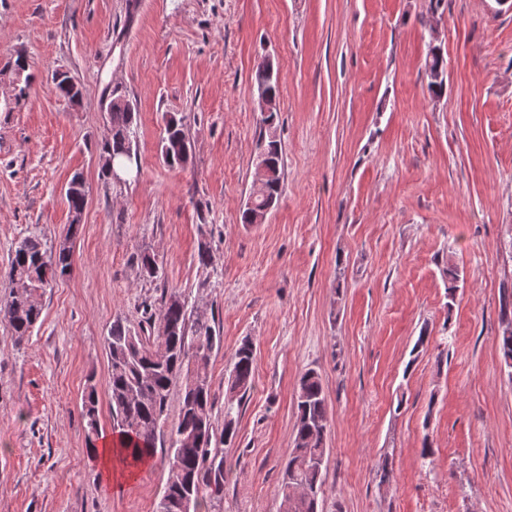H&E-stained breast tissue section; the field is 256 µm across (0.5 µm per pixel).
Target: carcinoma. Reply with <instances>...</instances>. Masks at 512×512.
<instances>
[{
  "label": "carcinoma",
  "instance_id": "obj_1",
  "mask_svg": "<svg viewBox=\"0 0 512 512\" xmlns=\"http://www.w3.org/2000/svg\"><path fill=\"white\" fill-rule=\"evenodd\" d=\"M56 89L71 101L82 95V86L67 74L54 77ZM254 88L265 93L271 103L266 123L260 130L266 162L273 177L266 195L258 199L259 209H271L283 189V150L277 135L280 114V84L274 66L260 64L254 77ZM107 135L100 152L131 162L132 143L136 134V110L119 102L112 103L106 113ZM191 142L182 119L166 120L162 154L172 158L174 166L187 164ZM69 209H84L86 188L78 175H73L66 191ZM80 225L71 223L65 241L46 248L38 235L26 236L12 250L8 270L10 291L0 314L8 320L12 337L18 342L30 335L41 320L43 296L57 277L67 274L73 264L72 247ZM140 273L148 279L160 277L155 257L143 253L138 258ZM153 323L150 334L139 332L118 317L106 337L109 359V395L112 433L129 441L126 456L135 463L154 451L157 443L167 445L169 477L156 512H183L182 500L187 491L194 499L192 512L206 501L220 500L224 495V455L212 446L214 438L213 407L209 365L221 336L209 317L199 312L187 314L182 294L171 291L162 304L148 313ZM254 345L245 339L232 358L227 380L224 413V442L236 436L234 403L242 402L254 379ZM181 381L177 419L168 424L171 389ZM82 417L86 446L96 447L100 435L96 387L88 386L83 398ZM330 419L325 404L320 374L308 369L301 374L296 395V411L292 440L282 461L279 486L282 512H318L324 495L325 477L316 465L303 466V461L323 458L328 452Z\"/></svg>",
  "mask_w": 512,
  "mask_h": 512
}]
</instances>
